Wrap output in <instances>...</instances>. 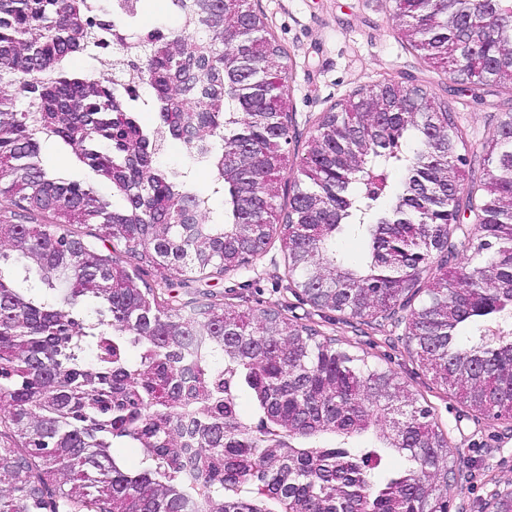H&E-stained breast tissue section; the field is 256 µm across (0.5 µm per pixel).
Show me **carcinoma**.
Listing matches in <instances>:
<instances>
[{
    "instance_id": "cac0c4a2",
    "label": "carcinoma",
    "mask_w": 512,
    "mask_h": 512,
    "mask_svg": "<svg viewBox=\"0 0 512 512\" xmlns=\"http://www.w3.org/2000/svg\"><path fill=\"white\" fill-rule=\"evenodd\" d=\"M169 2L181 33L132 31L134 0H0V196L20 209L0 223V512H58L60 499L100 512H448L447 443L393 374L277 313L176 309L137 283L145 266L169 286L259 254L287 162L285 72L264 21L248 0H195L188 12ZM396 7L407 41L438 67L512 90V0ZM105 53L119 56L113 78L74 66ZM130 101L177 140L203 134L188 150L216 169L223 221L210 220L192 171L154 163L157 137ZM461 142L448 103L402 81L326 113L283 224L288 272L317 307L356 318L410 309L407 338L436 382L509 417L512 110L475 188ZM46 143L71 149L123 204L48 173ZM395 169L404 178L390 183ZM476 190L483 242L421 285L433 259L466 247L454 214ZM91 223L101 247L71 229ZM352 235L367 246L358 265L336 248ZM116 243L135 268L112 255ZM186 418L192 456L179 441ZM126 445L140 449L135 469L116 452Z\"/></svg>"
}]
</instances>
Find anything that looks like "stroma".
<instances>
[{"instance_id": "obj_1", "label": "stroma", "mask_w": 512, "mask_h": 512, "mask_svg": "<svg viewBox=\"0 0 512 512\" xmlns=\"http://www.w3.org/2000/svg\"><path fill=\"white\" fill-rule=\"evenodd\" d=\"M251 5L285 52L281 63L292 118L289 168H296L306 153L325 112L359 90L395 79L410 81L447 101L466 143L473 175L482 179L486 146L498 131L512 93L490 91L479 98L458 93L445 71L408 45L395 16V0H251ZM41 159L49 172L93 184L101 197L118 204L111 186L97 181L71 152L46 147ZM157 162L165 168L191 167L197 189L210 194L214 211L223 210V194L212 191L213 171L191 166L189 152L180 142L166 141ZM158 293L173 307L210 301L235 310L280 312L398 376L418 403L430 409L433 422L461 460L451 481L448 512H480L494 484L512 483V424L473 411L451 390L437 386L413 357L405 326L396 317L361 319L314 307L288 278L281 237H273L263 252L236 270L201 282L162 285Z\"/></svg>"}]
</instances>
